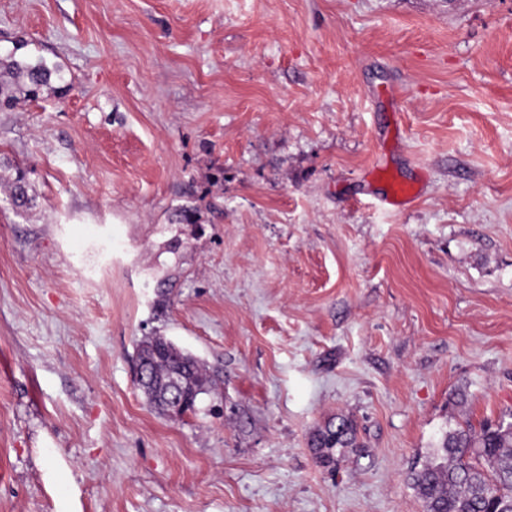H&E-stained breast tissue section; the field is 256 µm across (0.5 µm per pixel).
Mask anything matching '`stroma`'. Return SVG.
I'll use <instances>...</instances> for the list:
<instances>
[{
	"label": "stroma",
	"instance_id": "35a3bbf8",
	"mask_svg": "<svg viewBox=\"0 0 512 512\" xmlns=\"http://www.w3.org/2000/svg\"><path fill=\"white\" fill-rule=\"evenodd\" d=\"M14 51L67 89L0 111V512H424L512 409V0H0ZM157 333L197 414L136 385ZM136 364L145 367L150 375L151 385L143 391L149 403L165 414L160 404L161 393L173 371L185 377L190 396L188 413L196 414L203 395L209 393L211 380L202 363L191 353L178 347L166 336L155 334L141 340L136 347ZM180 416V417H182ZM338 420V423L335 422ZM356 445V431L352 422L343 415L330 419L318 429L310 440L317 463L322 467H335L336 448H353Z\"/></svg>",
	"mask_w": 512,
	"mask_h": 512
}]
</instances>
